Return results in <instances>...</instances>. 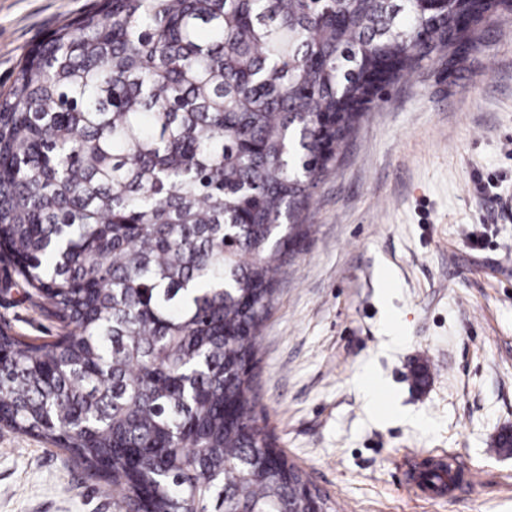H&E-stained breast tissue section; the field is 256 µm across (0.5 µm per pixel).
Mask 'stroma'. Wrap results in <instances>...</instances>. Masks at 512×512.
<instances>
[{"label":"stroma","mask_w":512,"mask_h":512,"mask_svg":"<svg viewBox=\"0 0 512 512\" xmlns=\"http://www.w3.org/2000/svg\"><path fill=\"white\" fill-rule=\"evenodd\" d=\"M93 0H0V95ZM483 190H476V182ZM259 338L258 417L336 512H512V13L364 107ZM54 323L0 265V324ZM473 485L416 495L419 455ZM0 512H114L63 451L0 431Z\"/></svg>","instance_id":"1"}]
</instances>
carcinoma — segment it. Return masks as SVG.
Listing matches in <instances>:
<instances>
[{
  "label": "carcinoma",
  "mask_w": 512,
  "mask_h": 512,
  "mask_svg": "<svg viewBox=\"0 0 512 512\" xmlns=\"http://www.w3.org/2000/svg\"><path fill=\"white\" fill-rule=\"evenodd\" d=\"M512 0H97L0 98V263L59 324L0 328V430L114 512H305L258 423V335L368 95L453 60Z\"/></svg>",
  "instance_id": "cac0c4a2"
}]
</instances>
